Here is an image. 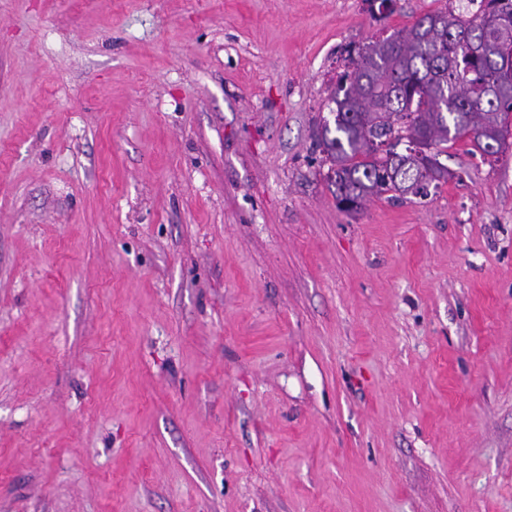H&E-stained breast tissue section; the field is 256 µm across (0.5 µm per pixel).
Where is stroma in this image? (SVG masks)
Returning <instances> with one entry per match:
<instances>
[{"mask_svg":"<svg viewBox=\"0 0 512 512\" xmlns=\"http://www.w3.org/2000/svg\"><path fill=\"white\" fill-rule=\"evenodd\" d=\"M456 4L0 0V512H512V149L316 139Z\"/></svg>","mask_w":512,"mask_h":512,"instance_id":"stroma-1","label":"stroma"}]
</instances>
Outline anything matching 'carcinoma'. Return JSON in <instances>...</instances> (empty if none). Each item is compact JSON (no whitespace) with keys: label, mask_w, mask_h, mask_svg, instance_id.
Instances as JSON below:
<instances>
[{"label":"carcinoma","mask_w":512,"mask_h":512,"mask_svg":"<svg viewBox=\"0 0 512 512\" xmlns=\"http://www.w3.org/2000/svg\"><path fill=\"white\" fill-rule=\"evenodd\" d=\"M476 1L472 16L429 13L349 56L343 95L330 99L335 130L324 125L319 134L343 211L357 213L367 198L391 191L425 197L429 184L448 180L438 154H400L394 139L431 148L471 135L480 156L505 153L512 67L504 68L501 45L512 44V0H467Z\"/></svg>","instance_id":"1"}]
</instances>
